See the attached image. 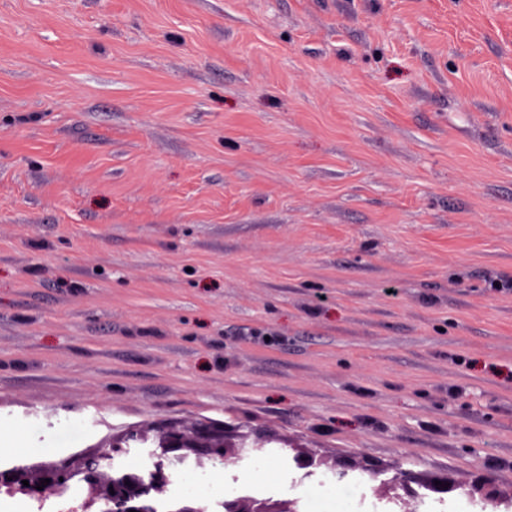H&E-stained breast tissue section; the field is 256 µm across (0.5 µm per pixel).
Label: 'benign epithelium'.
Returning a JSON list of instances; mask_svg holds the SVG:
<instances>
[{
  "label": "benign epithelium",
  "mask_w": 512,
  "mask_h": 512,
  "mask_svg": "<svg viewBox=\"0 0 512 512\" xmlns=\"http://www.w3.org/2000/svg\"><path fill=\"white\" fill-rule=\"evenodd\" d=\"M161 441L163 455L178 449H190L223 458L225 449L232 447L224 437L214 436L201 426L166 430L161 435ZM78 467L84 473L90 501L103 502L111 508V512H154V499L164 492L168 484L167 471L163 468L155 470L149 479L134 470L105 475L98 470L97 457L94 455L84 457ZM70 478L69 471L53 466H46L33 475L21 467L0 472V486L16 488L25 494L39 497L50 489H64ZM45 479L49 483L41 490L36 489ZM25 480L29 485H23ZM292 506L290 502L288 507L283 508L280 503L269 499H235L223 503V512H295Z\"/></svg>",
  "instance_id": "obj_1"
}]
</instances>
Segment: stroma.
Returning a JSON list of instances; mask_svg holds the SVG:
<instances>
[{"label":"stroma","mask_w":512,"mask_h":512,"mask_svg":"<svg viewBox=\"0 0 512 512\" xmlns=\"http://www.w3.org/2000/svg\"><path fill=\"white\" fill-rule=\"evenodd\" d=\"M497 279L512 0H0V470L203 425L169 500L512 512ZM39 431L37 423L32 421H2L0 420V444L13 441L21 433L36 434ZM163 448H159L160 454L168 455L169 452L178 449L202 450L211 456L225 458V448L237 446L226 442L224 435H211L202 426L187 427L183 430L169 429L160 436Z\"/></svg>","instance_id":"stroma-1"}]
</instances>
